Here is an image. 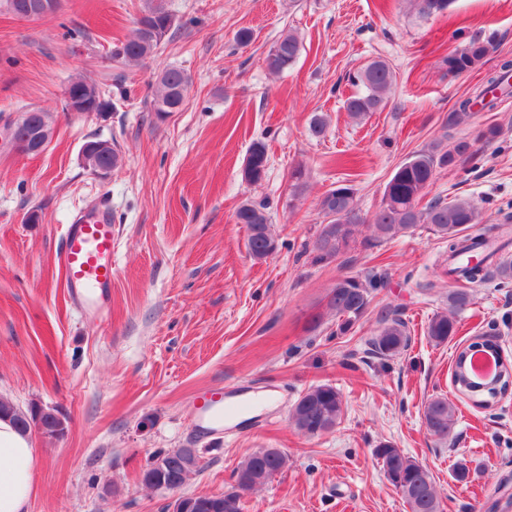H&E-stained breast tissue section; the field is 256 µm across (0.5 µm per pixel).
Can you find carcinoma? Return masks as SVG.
Returning <instances> with one entry per match:
<instances>
[{"label":"carcinoma","instance_id":"1","mask_svg":"<svg viewBox=\"0 0 512 512\" xmlns=\"http://www.w3.org/2000/svg\"><path fill=\"white\" fill-rule=\"evenodd\" d=\"M419 17L427 18L447 12L454 0H401ZM175 23L174 16L165 9L162 0H150L147 9L137 20L136 28L128 40L112 50V59L117 62H139L149 58L169 35ZM302 40L293 31L282 34L269 50L265 64L279 73L292 66L301 51ZM495 49L492 40L475 34L456 47L444 63L448 74L461 76L469 73ZM347 81L356 92L347 97L344 108L354 119H363L371 112L382 111L389 103L394 84L390 65L382 59H374L348 73ZM190 86L187 73L181 69L168 68L161 72L157 81L154 111L157 114L176 112L182 106ZM512 94V60L503 61L499 68L489 74L484 89L473 97L460 99L454 111L448 113V127L457 128L469 124L475 105L492 109L496 100ZM502 135L497 124L476 130L473 137H460L445 146L434 143L401 162L387 182L382 199L372 216L364 221L358 215L355 191L348 184H340L322 194L317 208L324 218L313 243V262L329 263L350 249L355 242L358 228L367 224L373 233L370 242L393 240L413 232L423 225L441 240L448 243V271L446 274L458 282L470 284L494 280L501 288L512 284V259L502 258L493 265H471L461 262L462 256L473 257L478 250L490 246L482 224L486 223L485 211L471 198L457 197L450 201L440 198L426 199L438 170L457 165L471 158L474 146L491 143ZM269 158L266 145L261 141L252 143L242 168V178L252 184L262 182L268 171ZM236 221L248 229L247 250L249 255L262 261L277 249V241L270 228V217L261 204L246 202L236 211ZM383 286L381 277L375 274L347 276L336 279L329 289L327 307L341 318L338 329L344 330L354 324L365 313L372 294ZM471 303V294L459 288L448 294V307L435 313L429 320L426 335L436 346L443 345L457 332V316ZM411 336L405 321L397 316H384L371 338L373 351L391 358L408 348ZM488 352L499 356L497 345H486L474 341L460 350L454 359L456 389L470 396L486 392L495 396L491 389H471L464 384V375L470 359L476 352ZM296 416L291 423L298 433L306 437L319 436L332 430L342 416V400L339 391L331 384L309 387L294 403ZM9 417L29 434L37 425L49 436L61 435L65 426L53 410L32 409L25 413L10 402L0 400V418ZM455 406L446 397H435L424 405L422 419L426 431L432 437L445 441L454 424ZM180 450L163 452L152 458L143 470L142 481L150 487L170 491L179 490L186 482L179 465ZM382 460L388 481L402 494L408 512H443L430 471L395 447L382 443L376 448ZM287 457L281 451L274 453L263 449L246 456L235 471V486L222 495L188 496L191 512H242L240 489H250L264 483L286 465Z\"/></svg>","mask_w":512,"mask_h":512}]
</instances>
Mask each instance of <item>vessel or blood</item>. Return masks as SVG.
<instances>
[{"instance_id": "1", "label": "vessel or blood", "mask_w": 512, "mask_h": 512, "mask_svg": "<svg viewBox=\"0 0 512 512\" xmlns=\"http://www.w3.org/2000/svg\"><path fill=\"white\" fill-rule=\"evenodd\" d=\"M60 262L73 301L80 307L104 311L112 290V211L102 201L70 219ZM214 421L255 411L259 396L237 393L215 397Z\"/></svg>"}]
</instances>
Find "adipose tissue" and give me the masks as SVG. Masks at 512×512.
Wrapping results in <instances>:
<instances>
[{
    "mask_svg": "<svg viewBox=\"0 0 512 512\" xmlns=\"http://www.w3.org/2000/svg\"><path fill=\"white\" fill-rule=\"evenodd\" d=\"M33 470L34 453L27 435L0 419V512H26Z\"/></svg>",
    "mask_w": 512,
    "mask_h": 512,
    "instance_id": "ef3b65f1",
    "label": "adipose tissue"
}]
</instances>
